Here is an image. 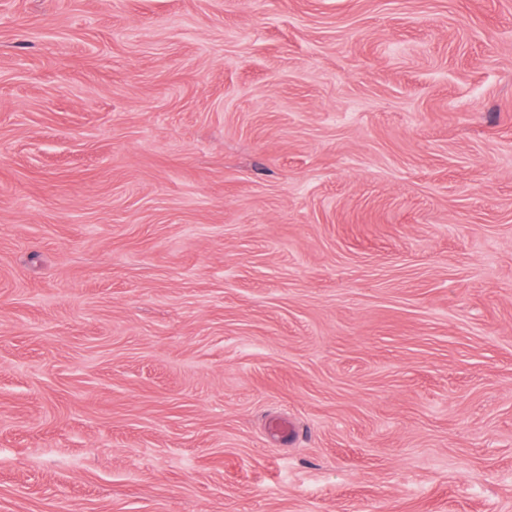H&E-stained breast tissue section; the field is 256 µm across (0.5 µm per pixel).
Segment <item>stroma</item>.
Wrapping results in <instances>:
<instances>
[{"mask_svg":"<svg viewBox=\"0 0 512 512\" xmlns=\"http://www.w3.org/2000/svg\"><path fill=\"white\" fill-rule=\"evenodd\" d=\"M0 512H512V0H0Z\"/></svg>","mask_w":512,"mask_h":512,"instance_id":"1","label":"stroma"}]
</instances>
